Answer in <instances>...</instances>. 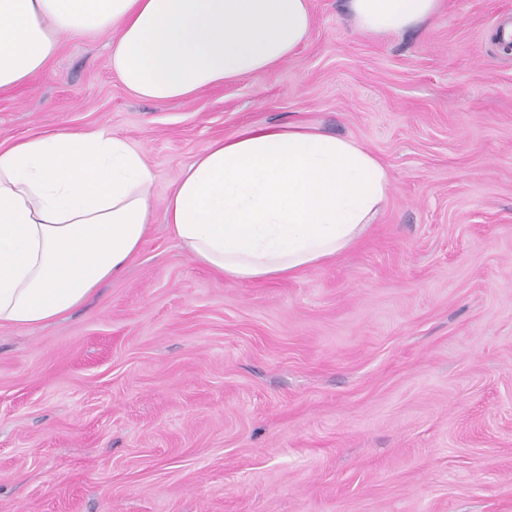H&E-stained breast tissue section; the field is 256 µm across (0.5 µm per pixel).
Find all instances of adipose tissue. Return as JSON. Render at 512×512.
<instances>
[{"label":"adipose tissue","mask_w":512,"mask_h":512,"mask_svg":"<svg viewBox=\"0 0 512 512\" xmlns=\"http://www.w3.org/2000/svg\"><path fill=\"white\" fill-rule=\"evenodd\" d=\"M444 0H348L355 29L400 35ZM311 0H0V92L45 74L66 35L110 34L135 98L186 101L272 71L309 39ZM154 170L103 130L0 148V325L54 321L120 276L153 222ZM389 173L362 142L291 122L211 142L179 173L165 219L231 280L291 278L354 246L385 208Z\"/></svg>","instance_id":"obj_1"}]
</instances>
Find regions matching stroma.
Here are the masks:
<instances>
[{
	"mask_svg": "<svg viewBox=\"0 0 512 512\" xmlns=\"http://www.w3.org/2000/svg\"><path fill=\"white\" fill-rule=\"evenodd\" d=\"M311 0L279 68L158 104L66 36L0 93V147L101 129L153 167L157 212L119 278L0 326V512H512V0H445L400 36ZM362 141L391 193L362 240L263 284L171 235L181 169L251 124Z\"/></svg>",
	"mask_w": 512,
	"mask_h": 512,
	"instance_id": "1",
	"label": "stroma"
}]
</instances>
